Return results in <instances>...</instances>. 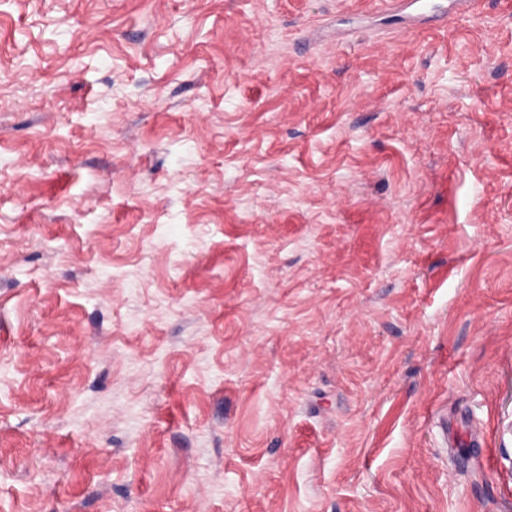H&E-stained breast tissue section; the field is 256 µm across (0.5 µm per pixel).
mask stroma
Here are the masks:
<instances>
[{"label":"stroma","instance_id":"1","mask_svg":"<svg viewBox=\"0 0 512 512\" xmlns=\"http://www.w3.org/2000/svg\"><path fill=\"white\" fill-rule=\"evenodd\" d=\"M0 512H512V0H0Z\"/></svg>","mask_w":512,"mask_h":512}]
</instances>
